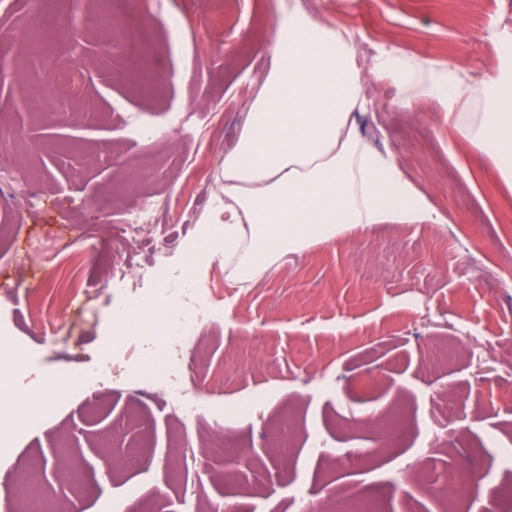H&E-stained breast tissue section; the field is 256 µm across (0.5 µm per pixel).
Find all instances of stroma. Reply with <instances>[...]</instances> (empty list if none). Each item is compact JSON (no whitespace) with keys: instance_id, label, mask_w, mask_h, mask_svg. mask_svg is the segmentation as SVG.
Here are the masks:
<instances>
[{"instance_id":"1","label":"stroma","mask_w":512,"mask_h":512,"mask_svg":"<svg viewBox=\"0 0 512 512\" xmlns=\"http://www.w3.org/2000/svg\"><path fill=\"white\" fill-rule=\"evenodd\" d=\"M289 0H123L149 53L130 65L114 29L91 26L81 48L61 27L50 42L0 45V326L25 345L0 418L20 424L35 388L72 367L108 381L77 392L0 460V512L38 466L48 501L73 512H179L194 495L208 512H324L347 497L377 512H443L428 484L450 486L457 512H512V185L493 157L472 152L434 101L398 102L365 77L371 111L356 128L447 218L380 224L280 259L257 282L224 274V247L195 264L203 233L268 68L267 35ZM317 18L371 48L395 43L417 61L460 65L467 88L498 66L496 36L512 26V0H299ZM180 36H173V25ZM93 60L80 89L27 108L21 83L48 84L77 59ZM190 112L181 126L174 114ZM157 129L151 142L139 125ZM152 220L126 227V210ZM44 240L31 251L30 239ZM69 243L68 252L57 241ZM163 256L192 271L203 297L223 307L183 352L187 388L202 402L251 399L252 409L204 416L170 445L167 397L137 395L126 368L143 351L112 344L110 274ZM360 456L358 470L345 468ZM81 468L73 494L64 473ZM418 475L411 496L402 489Z\"/></svg>"}]
</instances>
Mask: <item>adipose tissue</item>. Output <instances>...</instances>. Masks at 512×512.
I'll use <instances>...</instances> for the list:
<instances>
[{
  "mask_svg": "<svg viewBox=\"0 0 512 512\" xmlns=\"http://www.w3.org/2000/svg\"><path fill=\"white\" fill-rule=\"evenodd\" d=\"M270 65L247 106L233 152L224 158V203L204 241L224 243L228 279L259 280L281 257L375 224H442L446 218L389 156L356 132L366 111L364 74L392 85L408 107L436 100L444 118L478 153L494 157L512 183V56L485 81L487 112L469 121L467 89L451 66L413 61L404 49H376L362 69L351 34L295 8L271 29Z\"/></svg>",
  "mask_w": 512,
  "mask_h": 512,
  "instance_id": "adipose-tissue-1",
  "label": "adipose tissue"
}]
</instances>
